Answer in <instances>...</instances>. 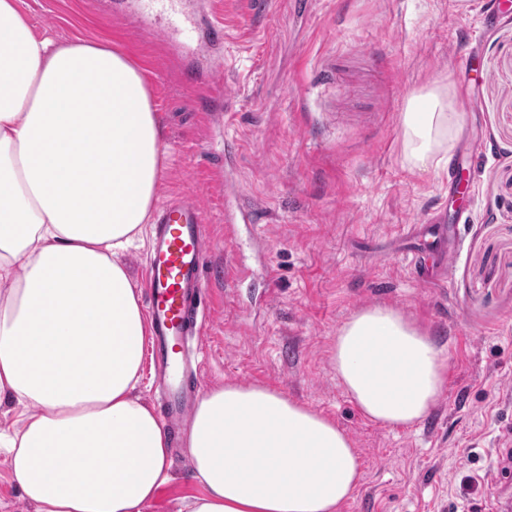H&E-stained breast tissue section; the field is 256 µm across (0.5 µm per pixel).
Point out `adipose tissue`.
<instances>
[{"label":"adipose tissue","instance_id":"obj_1","mask_svg":"<svg viewBox=\"0 0 512 512\" xmlns=\"http://www.w3.org/2000/svg\"><path fill=\"white\" fill-rule=\"evenodd\" d=\"M439 79L401 118L403 162L444 166L463 122ZM164 142L143 70L108 42L35 33L0 0V433L35 512H141L171 479L169 440L137 394L148 322L121 255L150 221ZM333 366L369 421L408 428L448 377V354L376 305L338 328ZM199 494L186 512H341L361 479L332 418L264 386L199 399L185 435Z\"/></svg>","mask_w":512,"mask_h":512}]
</instances>
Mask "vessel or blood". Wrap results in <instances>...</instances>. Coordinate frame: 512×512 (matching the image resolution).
<instances>
[{"label": "vessel or blood", "instance_id": "b4317fda", "mask_svg": "<svg viewBox=\"0 0 512 512\" xmlns=\"http://www.w3.org/2000/svg\"><path fill=\"white\" fill-rule=\"evenodd\" d=\"M256 221L255 210L243 203L240 191L226 189L225 224L231 227ZM203 224L195 199L181 196L168 200L156 215L149 256L146 293L159 363L158 382L166 396L164 412L174 430L187 417L195 396L188 338L198 323V300L204 288Z\"/></svg>", "mask_w": 512, "mask_h": 512}]
</instances>
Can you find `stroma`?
<instances>
[{
    "mask_svg": "<svg viewBox=\"0 0 512 512\" xmlns=\"http://www.w3.org/2000/svg\"><path fill=\"white\" fill-rule=\"evenodd\" d=\"M180 0L185 22L141 0H18L35 31L109 41L144 69L166 145L157 203L194 197L205 214L199 391L261 384L336 420L363 478L341 512H503L512 503V13L490 32L477 0ZM223 25L226 39L211 29ZM485 78L464 135L485 145L450 268L417 280L412 248L433 238L448 188L402 161L400 117L429 82L458 80L455 49ZM330 65V83L321 80ZM231 167L257 226L224 237ZM241 270L228 288L225 263ZM387 305L449 355L448 379L411 428L366 420L332 364L340 325ZM142 512H180L195 494L188 451Z\"/></svg>",
    "mask_w": 512,
    "mask_h": 512,
    "instance_id": "35a3bbf8",
    "label": "stroma"
}]
</instances>
